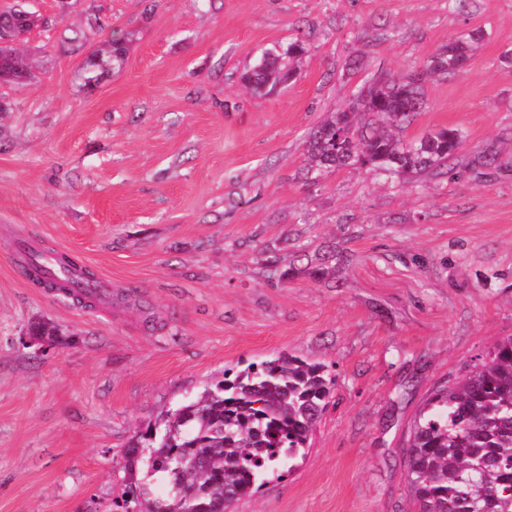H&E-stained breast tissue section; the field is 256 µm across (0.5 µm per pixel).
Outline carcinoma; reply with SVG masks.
Returning <instances> with one entry per match:
<instances>
[{
    "label": "carcinoma",
    "mask_w": 512,
    "mask_h": 512,
    "mask_svg": "<svg viewBox=\"0 0 512 512\" xmlns=\"http://www.w3.org/2000/svg\"><path fill=\"white\" fill-rule=\"evenodd\" d=\"M0 23L12 27L19 41L37 20L11 7L0 12ZM483 38L480 30L462 31L424 60L420 79L391 76L358 94L360 111L330 113L307 142L309 179L357 166L395 178L463 173L479 178L501 166L491 144L460 154L456 128L411 139L399 135L426 110L428 79L454 73ZM305 52L303 42L296 41L282 54H267L244 83L257 93L274 91L294 76L291 61ZM124 60L125 37L108 40L86 59V84ZM27 72L17 46L1 45L0 80L13 82ZM33 280L89 304L80 289L38 276ZM331 391L321 366L286 355L207 385L126 449L127 460L134 462L140 445L147 444L148 480L130 482L123 505L134 504L136 512H224L263 486L268 472L290 470L304 456ZM407 460L420 512H512V336L426 401L414 421ZM153 480L164 484L163 494L149 486Z\"/></svg>",
    "instance_id": "obj_1"
}]
</instances>
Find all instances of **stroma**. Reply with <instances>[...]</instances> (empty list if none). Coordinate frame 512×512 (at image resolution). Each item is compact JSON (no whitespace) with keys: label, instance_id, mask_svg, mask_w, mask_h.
Masks as SVG:
<instances>
[{"label":"stroma","instance_id":"1","mask_svg":"<svg viewBox=\"0 0 512 512\" xmlns=\"http://www.w3.org/2000/svg\"><path fill=\"white\" fill-rule=\"evenodd\" d=\"M0 89V512H117L127 447L225 370L287 353L333 392L293 469L226 512H420L406 448L437 389L512 336V0H29ZM126 35L86 86V56ZM485 37L433 77L414 138L495 144L482 177L306 179L305 146L373 79ZM304 40L268 95L241 76ZM108 280V308L29 282L18 234ZM343 270L315 280L324 252ZM48 322L49 343L30 336ZM29 71L28 67L14 45L0 46V80L3 82H13Z\"/></svg>","mask_w":512,"mask_h":512}]
</instances>
